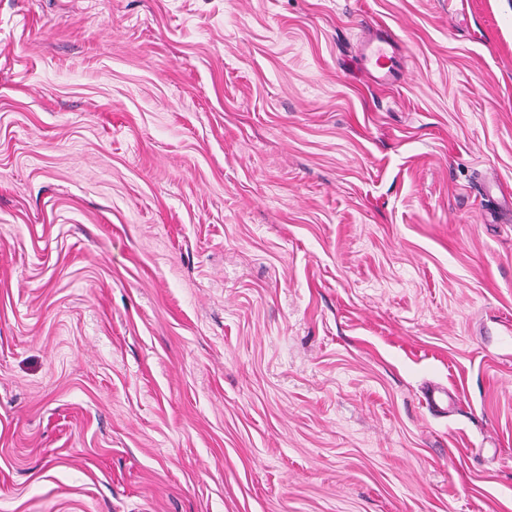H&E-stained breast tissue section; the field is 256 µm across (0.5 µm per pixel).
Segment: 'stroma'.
I'll return each mask as SVG.
<instances>
[{"label":"stroma","instance_id":"1","mask_svg":"<svg viewBox=\"0 0 512 512\" xmlns=\"http://www.w3.org/2000/svg\"><path fill=\"white\" fill-rule=\"evenodd\" d=\"M509 196L512 0H0V512H512ZM367 50L364 60L365 73L376 83L388 84L395 76L399 64L396 55V41L385 29L371 27L366 31Z\"/></svg>","mask_w":512,"mask_h":512}]
</instances>
